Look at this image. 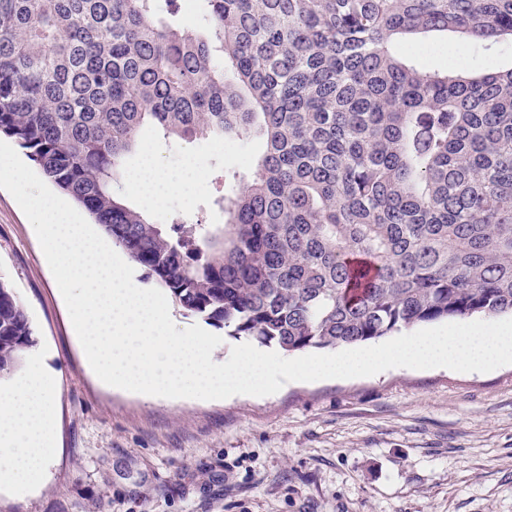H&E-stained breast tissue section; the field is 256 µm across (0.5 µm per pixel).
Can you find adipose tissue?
Instances as JSON below:
<instances>
[{
  "mask_svg": "<svg viewBox=\"0 0 512 512\" xmlns=\"http://www.w3.org/2000/svg\"><path fill=\"white\" fill-rule=\"evenodd\" d=\"M144 206H160L172 193L192 205L205 188L200 161L173 171L161 165L151 145L140 148V163L127 182ZM55 411L45 371L30 367L23 375L0 385V485L25 491L44 478L54 445Z\"/></svg>",
  "mask_w": 512,
  "mask_h": 512,
  "instance_id": "1",
  "label": "adipose tissue"
}]
</instances>
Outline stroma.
Returning a JSON list of instances; mask_svg holds the SVG:
<instances>
[{"label":"stroma","instance_id":"35a3bbf8","mask_svg":"<svg viewBox=\"0 0 512 512\" xmlns=\"http://www.w3.org/2000/svg\"><path fill=\"white\" fill-rule=\"evenodd\" d=\"M161 163L195 155L206 188L171 194L157 224H221L215 198L264 149L251 136L217 153L145 129ZM0 276L33 329L26 363L45 365L55 453L26 498L0 512H512V365L489 373L394 368L289 382L265 397L159 399L105 386L87 367L36 233L0 189Z\"/></svg>","mask_w":512,"mask_h":512}]
</instances>
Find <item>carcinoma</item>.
Here are the masks:
<instances>
[{"instance_id":"1","label":"carcinoma","mask_w":512,"mask_h":512,"mask_svg":"<svg viewBox=\"0 0 512 512\" xmlns=\"http://www.w3.org/2000/svg\"><path fill=\"white\" fill-rule=\"evenodd\" d=\"M0 0V135L185 314L285 352L512 315V66L417 68L408 35L512 43V0ZM260 137L223 224L122 195L145 127ZM0 277V378L32 343Z\"/></svg>"}]
</instances>
